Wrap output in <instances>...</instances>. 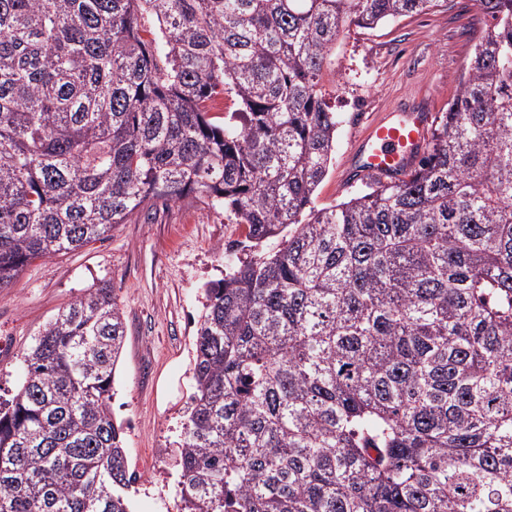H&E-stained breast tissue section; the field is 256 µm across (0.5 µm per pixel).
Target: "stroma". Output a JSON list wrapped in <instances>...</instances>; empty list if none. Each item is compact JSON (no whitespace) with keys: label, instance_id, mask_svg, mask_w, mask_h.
I'll return each instance as SVG.
<instances>
[{"label":"stroma","instance_id":"35a3bbf8","mask_svg":"<svg viewBox=\"0 0 512 512\" xmlns=\"http://www.w3.org/2000/svg\"><path fill=\"white\" fill-rule=\"evenodd\" d=\"M486 22L475 0L396 18L338 37L324 71L330 104L341 116L336 153L314 199L336 203L362 188L347 177V154L382 113L422 98L442 110L459 87L466 59ZM223 209L189 195L156 201L108 239L27 266L0 290V396L18 387L19 367L35 337L67 304L111 283L125 311L112 412L123 422L129 466L138 476L132 512H173V451L192 392L194 340L205 284L226 271L224 253L244 241Z\"/></svg>","mask_w":512,"mask_h":512}]
</instances>
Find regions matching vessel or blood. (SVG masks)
Segmentation results:
<instances>
[{
  "instance_id": "b4317fda",
  "label": "vessel or blood",
  "mask_w": 512,
  "mask_h": 512,
  "mask_svg": "<svg viewBox=\"0 0 512 512\" xmlns=\"http://www.w3.org/2000/svg\"><path fill=\"white\" fill-rule=\"evenodd\" d=\"M429 132V117L412 109L389 113L376 121L350 157L367 174L406 177L418 164Z\"/></svg>"
}]
</instances>
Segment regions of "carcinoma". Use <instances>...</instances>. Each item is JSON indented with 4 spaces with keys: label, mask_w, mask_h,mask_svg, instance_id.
Returning <instances> with one entry per match:
<instances>
[{
    "label": "carcinoma",
    "mask_w": 512,
    "mask_h": 512,
    "mask_svg": "<svg viewBox=\"0 0 512 512\" xmlns=\"http://www.w3.org/2000/svg\"><path fill=\"white\" fill-rule=\"evenodd\" d=\"M446 2L0 0V288L154 200L246 228L204 288L178 512H512V0H476L414 171L313 205L340 33ZM124 336L108 283L38 334L0 403V512H131Z\"/></svg>",
    "instance_id": "1"
}]
</instances>
